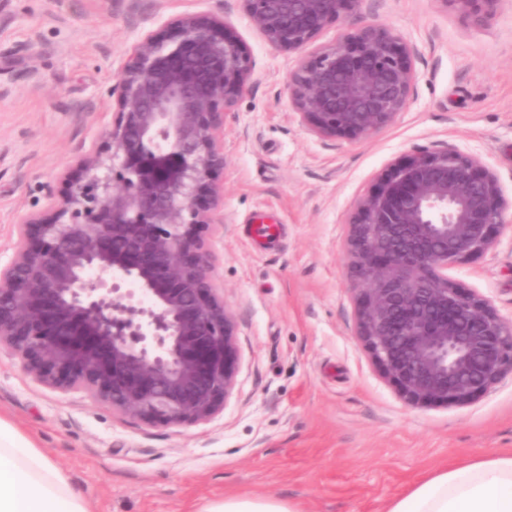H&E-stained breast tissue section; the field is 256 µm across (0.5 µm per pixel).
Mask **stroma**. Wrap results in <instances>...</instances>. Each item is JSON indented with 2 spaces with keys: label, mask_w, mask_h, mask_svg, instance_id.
Listing matches in <instances>:
<instances>
[{
  "label": "stroma",
  "mask_w": 512,
  "mask_h": 512,
  "mask_svg": "<svg viewBox=\"0 0 512 512\" xmlns=\"http://www.w3.org/2000/svg\"><path fill=\"white\" fill-rule=\"evenodd\" d=\"M188 12L222 16L252 77L224 121V207L201 228L236 321L238 369L209 421L150 425L79 390L36 383L0 354V416L64 472L90 512H202L269 496L297 512H386L445 465L512 452V375L464 405L408 402L355 336L348 220L392 163L478 156L512 199V0L487 25L441 0H360L316 45L368 23L417 52L412 99L366 140L323 139L293 112L297 63L239 0H0V264L24 218L49 211L79 157L105 149L112 89L145 36ZM512 319V227L448 271Z\"/></svg>",
  "instance_id": "stroma-1"
}]
</instances>
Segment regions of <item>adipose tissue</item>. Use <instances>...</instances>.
<instances>
[{
  "label": "adipose tissue",
  "instance_id": "adipose-tissue-1",
  "mask_svg": "<svg viewBox=\"0 0 512 512\" xmlns=\"http://www.w3.org/2000/svg\"><path fill=\"white\" fill-rule=\"evenodd\" d=\"M0 512H88L61 470L2 418ZM388 512H512V453L439 469Z\"/></svg>",
  "mask_w": 512,
  "mask_h": 512
}]
</instances>
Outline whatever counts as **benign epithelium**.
Wrapping results in <instances>:
<instances>
[{
  "label": "benign epithelium",
  "mask_w": 512,
  "mask_h": 512,
  "mask_svg": "<svg viewBox=\"0 0 512 512\" xmlns=\"http://www.w3.org/2000/svg\"><path fill=\"white\" fill-rule=\"evenodd\" d=\"M282 52L303 51L359 0H240ZM484 25L500 0H442ZM251 60L224 18L189 13L143 38L119 75L112 154L19 225L0 266V350L37 383L79 389L152 425L206 422L235 385V319L198 229L223 207L224 120ZM416 80L397 31L368 24L301 56L292 109L315 135L365 139L405 111ZM512 210L494 173L456 149L397 161L350 220L356 336L416 405L466 404L512 373V320L448 268L488 251Z\"/></svg>",
  "instance_id": "1"
}]
</instances>
